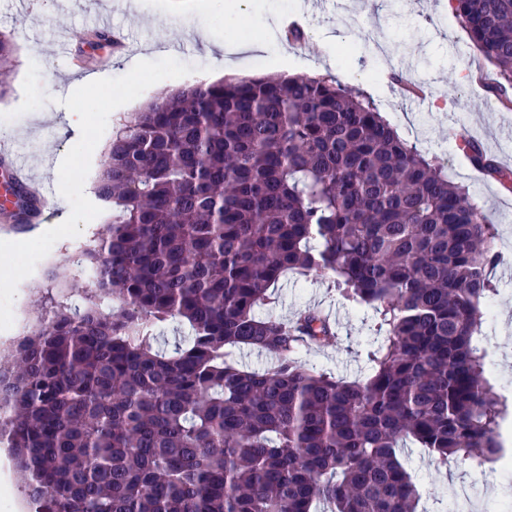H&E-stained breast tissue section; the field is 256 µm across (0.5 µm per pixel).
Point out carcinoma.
<instances>
[{
	"label": "carcinoma",
	"mask_w": 512,
	"mask_h": 512,
	"mask_svg": "<svg viewBox=\"0 0 512 512\" xmlns=\"http://www.w3.org/2000/svg\"><path fill=\"white\" fill-rule=\"evenodd\" d=\"M455 12L512 107V0ZM14 65L0 31V95ZM463 150L512 186L478 142ZM95 192L112 214L84 249L83 306L52 299L0 363V444L34 512H425L405 449L443 466L501 449L481 310L494 216L371 99L332 76L179 88L116 132ZM15 194L30 221L39 200ZM290 271L331 273L373 310L386 336L365 379L297 356L336 337L319 310L257 315ZM173 319L192 339L167 355ZM228 346L271 363H231Z\"/></svg>",
	"instance_id": "cac0c4a2"
}]
</instances>
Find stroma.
<instances>
[{
	"mask_svg": "<svg viewBox=\"0 0 512 512\" xmlns=\"http://www.w3.org/2000/svg\"><path fill=\"white\" fill-rule=\"evenodd\" d=\"M177 0H135L133 7L117 0H0V30L14 33L18 61L10 86L0 99V112L16 109L23 100V80L30 63L40 69V84L49 101L38 112L0 122V141L29 165L30 180L51 190L59 188L58 160L73 147L56 125L66 112L63 99L73 91L72 78L91 73L101 78L126 74V61L140 59L143 48L163 44V54L193 65V73L160 81L137 99L115 109L108 118L84 183L86 197H93L105 148L120 120L129 118L147 103L168 91L207 80L219 71L221 61L196 41L194 31L206 28L213 39L235 37L260 40L264 49L242 56L240 66L250 75L280 74L286 55H293L295 75L308 74L310 62L333 59L331 75L354 89H368L383 116L400 130L404 139L425 154L438 158L451 181L468 187L472 199L490 211L499 229L492 247L498 262L492 271L497 288L492 308L483 321L488 338L487 361L497 387L512 399V191L487 177L464 156L462 140L480 142L499 166L512 158V109L492 105L487 87L495 82L497 69L471 44L460 22L449 21L442 0H328L324 7L308 11V25L330 33L331 41H305L292 52L276 32L279 19L293 15L305 0H245L227 8V0H213L208 12L176 9ZM112 17V32L128 38L127 47L93 51L87 40L89 13ZM67 44L66 54L55 52L58 41ZM400 72L405 81L424 85L429 96L410 100L387 71ZM107 213H100L75 238H64L22 280L13 302V324L0 330V345L26 332L36 317L50 313L47 293H70L80 303L86 286L74 261L79 246L97 238ZM276 304L263 312L292 318L307 307L318 306L340 315L336 343L323 350H304L300 356L317 369L355 379L368 372L365 351L373 340L374 312L344 300L331 287V277L314 274L288 277L277 288ZM415 478L429 495L428 512H460L453 503L454 489L465 486L474 501L470 512H502L512 496V474L506 468L488 471L461 460L450 467L438 465L420 449L410 451Z\"/></svg>",
	"mask_w": 512,
	"mask_h": 512,
	"instance_id": "1",
	"label": "stroma"
}]
</instances>
